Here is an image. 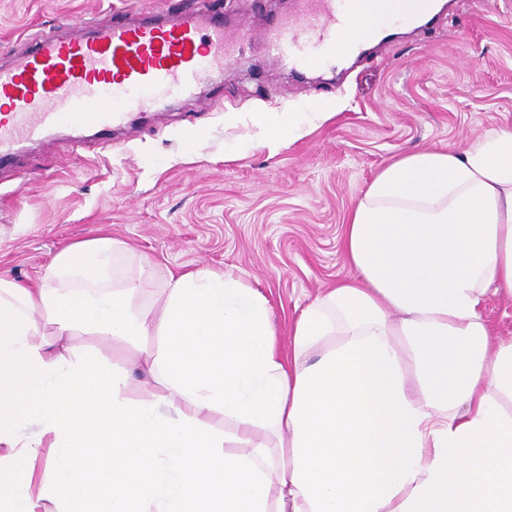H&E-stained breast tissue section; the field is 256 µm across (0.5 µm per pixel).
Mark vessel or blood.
Here are the masks:
<instances>
[{
	"label": "vessel or blood",
	"instance_id": "1",
	"mask_svg": "<svg viewBox=\"0 0 512 512\" xmlns=\"http://www.w3.org/2000/svg\"><path fill=\"white\" fill-rule=\"evenodd\" d=\"M294 3L288 18L257 33L244 24L230 33L203 15L139 23L115 15L80 36H39L15 64H0V157L64 126L108 133L127 113L193 94L254 38L306 68L357 52L348 21L367 10L368 0Z\"/></svg>",
	"mask_w": 512,
	"mask_h": 512
}]
</instances>
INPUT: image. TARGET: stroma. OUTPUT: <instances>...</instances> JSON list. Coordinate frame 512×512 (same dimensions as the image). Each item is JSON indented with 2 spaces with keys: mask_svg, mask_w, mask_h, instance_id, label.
<instances>
[{
  "mask_svg": "<svg viewBox=\"0 0 512 512\" xmlns=\"http://www.w3.org/2000/svg\"><path fill=\"white\" fill-rule=\"evenodd\" d=\"M196 0H0V63L62 25L191 11ZM341 70L294 69L259 42L194 95L129 113L103 135L53 133L0 164V275L37 284L66 244L104 231L126 249L114 283L150 260L239 277L273 307L282 349L300 308L351 274L341 237L379 170L433 146L466 149L512 126V0H442ZM227 29L284 17L273 0H206ZM339 102L335 116L314 118ZM304 112L303 137L266 143L265 121ZM189 128L203 129L190 141Z\"/></svg>",
  "mask_w": 512,
  "mask_h": 512,
  "instance_id": "obj_1",
  "label": "stroma"
}]
</instances>
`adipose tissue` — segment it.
Segmentation results:
<instances>
[{
  "instance_id": "obj_1",
  "label": "adipose tissue",
  "mask_w": 512,
  "mask_h": 512,
  "mask_svg": "<svg viewBox=\"0 0 512 512\" xmlns=\"http://www.w3.org/2000/svg\"><path fill=\"white\" fill-rule=\"evenodd\" d=\"M385 2L352 34L420 5ZM121 248L0 276V512H512V338L482 314L512 300V127L379 171L344 230L354 275L301 310L288 359L240 279L152 264L114 288Z\"/></svg>"
}]
</instances>
